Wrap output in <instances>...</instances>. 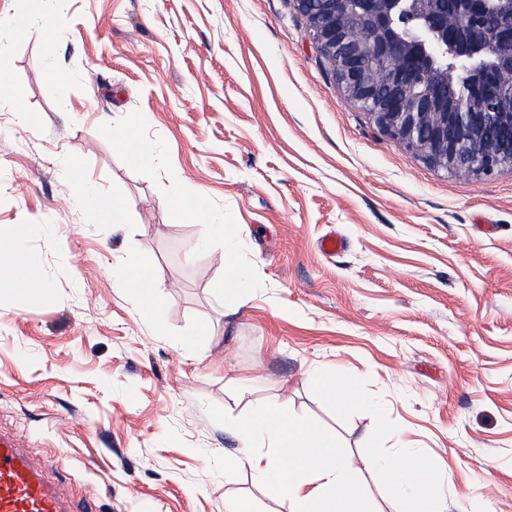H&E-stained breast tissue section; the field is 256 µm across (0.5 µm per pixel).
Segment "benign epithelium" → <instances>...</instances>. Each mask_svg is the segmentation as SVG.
Instances as JSON below:
<instances>
[{
  "label": "benign epithelium",
  "instance_id": "1",
  "mask_svg": "<svg viewBox=\"0 0 512 512\" xmlns=\"http://www.w3.org/2000/svg\"><path fill=\"white\" fill-rule=\"evenodd\" d=\"M338 89L428 165L472 177L512 166V0H294ZM501 27L477 38L474 18ZM386 58L370 73L367 59ZM479 73L467 107L441 94L457 67Z\"/></svg>",
  "mask_w": 512,
  "mask_h": 512
}]
</instances>
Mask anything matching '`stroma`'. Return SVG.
I'll list each match as a JSON object with an SVG mask.
<instances>
[{
  "instance_id": "35a3bbf8",
  "label": "stroma",
  "mask_w": 512,
  "mask_h": 512,
  "mask_svg": "<svg viewBox=\"0 0 512 512\" xmlns=\"http://www.w3.org/2000/svg\"><path fill=\"white\" fill-rule=\"evenodd\" d=\"M71 72L67 95L49 79ZM30 126L0 111V227L48 292L0 288V429L97 512H256L287 500L227 470L233 426L273 404L333 433L377 512H406L364 451L421 449L448 512H512V167L425 164L349 101L294 0H66L0 56ZM162 148L130 166L120 138ZM123 206L84 223L68 165ZM193 195L173 221L164 196ZM247 243L236 292L202 210ZM346 239L319 249L329 230ZM151 263L163 324L118 272ZM344 370L377 414L344 416ZM317 380L323 397L339 412L355 406H363L373 412L379 410L376 401L359 393L355 378L348 372L336 370L328 376L319 374Z\"/></svg>"
}]
</instances>
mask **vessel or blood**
<instances>
[{
	"mask_svg": "<svg viewBox=\"0 0 512 512\" xmlns=\"http://www.w3.org/2000/svg\"><path fill=\"white\" fill-rule=\"evenodd\" d=\"M0 512H77L26 454L17 434L0 433Z\"/></svg>",
	"mask_w": 512,
	"mask_h": 512,
	"instance_id": "b4317fda",
	"label": "vessel or blood"
}]
</instances>
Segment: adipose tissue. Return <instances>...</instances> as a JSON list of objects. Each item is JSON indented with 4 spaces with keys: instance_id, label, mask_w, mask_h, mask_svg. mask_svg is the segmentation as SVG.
<instances>
[{
    "instance_id": "1",
    "label": "adipose tissue",
    "mask_w": 512,
    "mask_h": 512,
    "mask_svg": "<svg viewBox=\"0 0 512 512\" xmlns=\"http://www.w3.org/2000/svg\"><path fill=\"white\" fill-rule=\"evenodd\" d=\"M203 217L215 232L224 233L221 260L231 273L235 287L252 285L251 271L239 261L242 241L224 232V214L210 209ZM22 226L0 228V256L9 258L7 285L23 293L30 302H44L48 293L38 272L18 255ZM124 285L132 287L141 307L154 323H162L160 302L151 288L152 270L144 262L132 260L120 271ZM323 397L337 410L363 406L378 411L373 399L362 396L355 378L337 371L318 378ZM242 444L241 461L253 483L272 498L287 499L290 512H376L352 460L338 450L332 436L316 424L288 414L271 404L255 406L237 426ZM368 466L381 474L390 497L411 505L415 512H448V501L436 490L435 462L417 448H398L386 456L369 449Z\"/></svg>"
}]
</instances>
